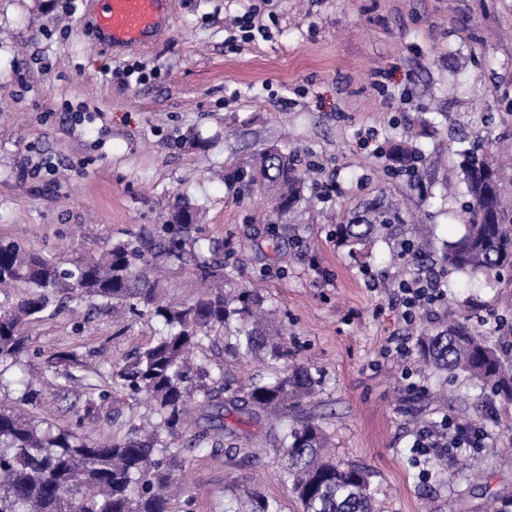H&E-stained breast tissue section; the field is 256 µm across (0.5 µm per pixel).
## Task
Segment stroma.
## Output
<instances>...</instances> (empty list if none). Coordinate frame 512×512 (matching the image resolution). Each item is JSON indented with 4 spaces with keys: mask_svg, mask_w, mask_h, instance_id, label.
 Wrapping results in <instances>:
<instances>
[{
    "mask_svg": "<svg viewBox=\"0 0 512 512\" xmlns=\"http://www.w3.org/2000/svg\"><path fill=\"white\" fill-rule=\"evenodd\" d=\"M97 9L98 0H0V237L46 254L64 245L91 252L189 198L203 210L204 235L224 245L232 287L267 297L294 357L321 370L309 409L337 459L371 471L379 512L511 504L512 401L461 374L438 378L418 354H385L402 331L398 284L413 270L381 240L350 255L323 215L383 196L400 204L405 235L436 247L461 232L449 128L484 135L480 114L493 113L494 148L512 151V0H172L152 42L126 48L96 28ZM243 15L253 22L247 39L230 24ZM132 65L146 81L125 77ZM424 115L436 127L419 145L447 156L427 202L387 175L383 152ZM270 144L300 150L318 186H339L300 223L267 224V196L233 199L213 176ZM441 285L442 303L422 312L411 340L442 320L503 317L498 340L512 345V274L490 282L451 273ZM158 328L109 312L82 327L65 311L32 326L39 416L101 443L120 434L144 406L115 390L87 408L85 380L58 377L45 361L70 350L106 374ZM445 416L487 431L473 452L479 476L422 479L430 461L413 441ZM225 422L253 461L191 454L193 512H241L257 473L281 512H299L266 426Z\"/></svg>",
    "mask_w": 512,
    "mask_h": 512,
    "instance_id": "1",
    "label": "stroma"
}]
</instances>
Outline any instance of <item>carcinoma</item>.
Instances as JSON below:
<instances>
[{
  "instance_id": "cac0c4a2",
  "label": "carcinoma",
  "mask_w": 512,
  "mask_h": 512,
  "mask_svg": "<svg viewBox=\"0 0 512 512\" xmlns=\"http://www.w3.org/2000/svg\"><path fill=\"white\" fill-rule=\"evenodd\" d=\"M463 187L460 217L464 232L443 244L442 268L468 276L498 279L512 272V209L505 206V170L489 160L483 140L463 129L454 133ZM296 153L275 148L224 172V184L238 199L256 192L271 198L269 224L297 213L317 196ZM389 173L422 188L434 181L436 160L415 145L389 150ZM199 208L180 197L165 223L149 234L130 233L94 255L71 259L46 256L14 239H0V367L7 370L30 353L28 326L72 305L96 302L147 317L161 330L142 347L112 363V386L144 403L149 425L134 423L101 445L72 428L55 427L18 407L0 406V512H191L182 497L185 453H214L233 444L237 433L224 413L254 423L273 417L269 437L282 452L284 471L301 512H376L369 471L328 455L329 437L310 398L321 390L316 366L288 364L291 350L272 328L273 310L263 296L225 289L224 258L200 236ZM404 223L401 208L384 199L361 213L336 221V239L355 252L395 234ZM410 263L420 267L427 252L413 238ZM191 266L203 291L182 301H166L165 268ZM236 324L233 357L256 360L270 370L263 378L232 387L222 365L201 358L213 337ZM422 360L439 374H465L496 395L512 400V349L501 347L488 329L467 319L442 323L420 339ZM47 367L78 366L71 351L54 354ZM200 415L182 447L189 404ZM249 512H281L279 503L252 484L243 490Z\"/></svg>"
}]
</instances>
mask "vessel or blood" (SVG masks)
I'll list each match as a JSON object with an SVG mask.
<instances>
[{"label": "vessel or blood", "instance_id": "vessel-or-blood-1", "mask_svg": "<svg viewBox=\"0 0 512 512\" xmlns=\"http://www.w3.org/2000/svg\"><path fill=\"white\" fill-rule=\"evenodd\" d=\"M168 0H101L96 25L112 45L143 46L166 21Z\"/></svg>", "mask_w": 512, "mask_h": 512}]
</instances>
